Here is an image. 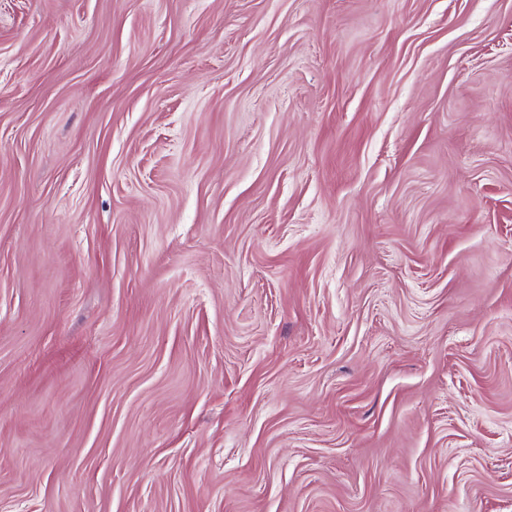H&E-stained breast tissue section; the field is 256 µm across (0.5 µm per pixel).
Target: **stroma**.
Instances as JSON below:
<instances>
[{"mask_svg":"<svg viewBox=\"0 0 512 512\" xmlns=\"http://www.w3.org/2000/svg\"><path fill=\"white\" fill-rule=\"evenodd\" d=\"M0 512H512V0H0Z\"/></svg>","mask_w":512,"mask_h":512,"instance_id":"obj_1","label":"stroma"}]
</instances>
